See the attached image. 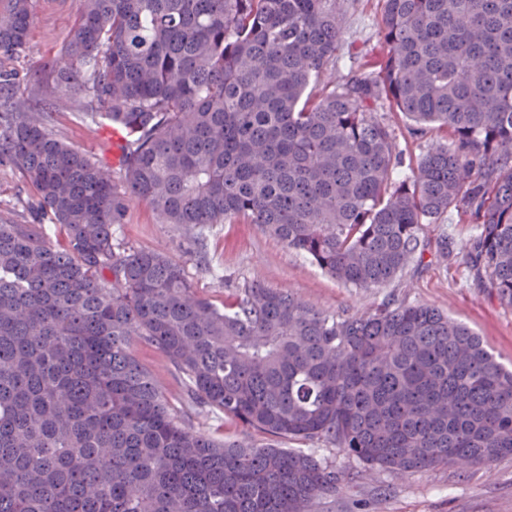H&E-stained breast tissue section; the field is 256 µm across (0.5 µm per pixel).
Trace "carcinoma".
<instances>
[{
  "label": "carcinoma",
  "mask_w": 512,
  "mask_h": 512,
  "mask_svg": "<svg viewBox=\"0 0 512 512\" xmlns=\"http://www.w3.org/2000/svg\"><path fill=\"white\" fill-rule=\"evenodd\" d=\"M337 0H81L31 104L9 63L33 0H0V162L43 224H0V512H311L336 471L312 453L181 426L133 341L189 397L250 431L413 473L512 456V370L419 304L359 317L252 282L220 308L112 226L150 204L207 262L216 224H256L332 278L380 288L453 209L464 261L512 302V0H385L387 52L336 81ZM318 88L313 94L308 88ZM78 97L124 132L112 167L51 130ZM444 141L411 175L376 104Z\"/></svg>",
  "instance_id": "cac0c4a2"
}]
</instances>
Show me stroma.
<instances>
[{
	"label": "stroma",
	"instance_id": "obj_1",
	"mask_svg": "<svg viewBox=\"0 0 512 512\" xmlns=\"http://www.w3.org/2000/svg\"><path fill=\"white\" fill-rule=\"evenodd\" d=\"M80 6V0H35L28 50L16 64L20 95L28 94L40 68L60 53ZM382 11L383 0H345L336 52L337 77L348 75L364 59L383 54ZM54 112L53 130L58 139L105 164H118L120 145L113 141L109 123H102L92 136L76 118L71 103L58 101ZM380 115L403 153L404 162L394 172L395 178H403L409 173V160L433 148L440 136L432 128L426 135L411 136L409 120L390 106H382ZM35 202L36 192L21 172L13 165L0 164V224L33 223ZM113 231L126 246L161 252L179 264L197 295L215 305L232 299L237 288L252 280L287 291L306 306L343 316L373 311L390 299L426 304L469 327L499 362L512 365V302L501 299L495 289L469 271L460 254L444 258L437 252L441 236H449L459 247L478 232L470 218L458 216L456 211L424 225L422 237L428 247L423 263L410 264L390 285L369 290L343 285L253 224L215 225L208 234L210 264L206 267L193 256L188 232L161 223L150 205L131 208ZM134 354L187 430L264 445L263 436L246 432L231 419L188 401L182 373L160 351L138 344ZM292 447L315 453L341 478L336 495L318 500L313 512H512V456L487 466L448 465L399 474L368 468L344 449L321 442L296 441Z\"/></svg>",
	"mask_w": 512,
	"mask_h": 512
}]
</instances>
